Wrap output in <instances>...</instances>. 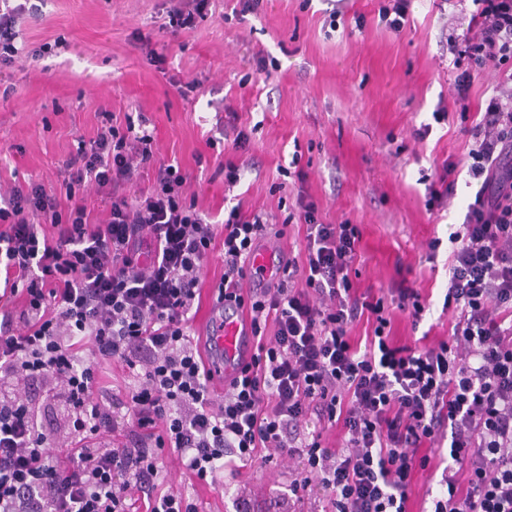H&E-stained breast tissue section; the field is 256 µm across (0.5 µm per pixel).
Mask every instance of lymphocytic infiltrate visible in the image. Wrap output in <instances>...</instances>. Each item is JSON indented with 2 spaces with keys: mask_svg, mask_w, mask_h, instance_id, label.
I'll use <instances>...</instances> for the list:
<instances>
[{
  "mask_svg": "<svg viewBox=\"0 0 512 512\" xmlns=\"http://www.w3.org/2000/svg\"><path fill=\"white\" fill-rule=\"evenodd\" d=\"M472 3L466 31L449 38L456 106L469 109L471 64L499 82L468 154L477 190L449 237L448 339L393 341L390 309L420 320V293L358 292L359 226L324 223L305 191L291 206L300 257L268 281L247 271L277 216L234 206L222 225L206 222L181 166L107 109L63 160V196L32 178L0 193V512H134L141 499L149 512H198L161 490L159 450L204 480L265 448L296 461L292 496L322 490L325 512H406L415 473L432 464L421 449L441 439L446 493L433 512H512V0ZM33 9L0 0V64ZM91 185L107 205L101 222L85 203ZM217 248L216 299L247 315L254 339L218 402L190 334ZM363 319L373 334L360 349L350 331ZM113 363L134 372L133 387H106ZM336 425L344 444L330 448L322 433Z\"/></svg>",
  "mask_w": 512,
  "mask_h": 512,
  "instance_id": "f902f5d3",
  "label": "lymphocytic infiltrate"
}]
</instances>
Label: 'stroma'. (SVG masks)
<instances>
[{
  "label": "stroma",
  "mask_w": 512,
  "mask_h": 512,
  "mask_svg": "<svg viewBox=\"0 0 512 512\" xmlns=\"http://www.w3.org/2000/svg\"><path fill=\"white\" fill-rule=\"evenodd\" d=\"M33 2L40 17L20 23L19 53L0 68V189L28 177L57 188L59 160L78 137L95 136L103 107L120 118H149L161 157L188 171V192L214 224L236 204L247 213L277 212L297 192L284 170L301 153L323 221L361 228L359 287L422 295L420 321L393 312L396 340L446 338L449 236L474 193L462 163L496 85L487 75L476 79L464 114L450 94L456 71L448 29H466L471 0H412L398 33L380 20V0H262L241 19L240 0H211L207 18L178 43L166 0ZM147 42L164 54L163 65L142 52ZM181 85L187 97L179 96ZM226 105L249 132L237 154L248 169L231 188L216 174L223 156L207 147L219 137ZM439 106L448 113L441 123L432 117ZM423 124L430 131L421 137ZM447 159L459 164L456 191L428 210L427 181ZM435 237L442 245L430 260ZM292 478L275 452L213 482L191 478L168 452L158 475L199 512H287Z\"/></svg>",
  "instance_id": "stroma-1"
}]
</instances>
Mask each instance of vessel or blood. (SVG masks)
Returning <instances> with one entry per match:
<instances>
[{"instance_id":"vessel-or-blood-1","label":"vessel or blood","mask_w":512,"mask_h":512,"mask_svg":"<svg viewBox=\"0 0 512 512\" xmlns=\"http://www.w3.org/2000/svg\"><path fill=\"white\" fill-rule=\"evenodd\" d=\"M204 339L215 359L211 376L216 383L228 384L238 363L249 359L253 338L250 324L241 316H224L222 309H215Z\"/></svg>"}]
</instances>
